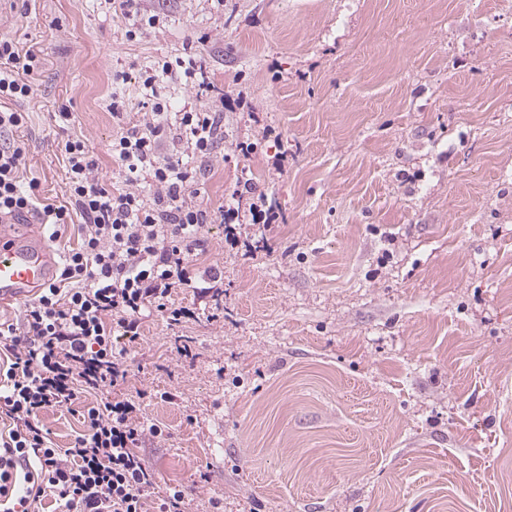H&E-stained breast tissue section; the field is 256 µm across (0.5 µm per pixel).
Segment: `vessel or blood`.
I'll return each instance as SVG.
<instances>
[{
	"mask_svg": "<svg viewBox=\"0 0 512 512\" xmlns=\"http://www.w3.org/2000/svg\"><path fill=\"white\" fill-rule=\"evenodd\" d=\"M59 265L34 219L0 222V308L36 294L51 283Z\"/></svg>",
	"mask_w": 512,
	"mask_h": 512,
	"instance_id": "b4317fda",
	"label": "vessel or blood"
}]
</instances>
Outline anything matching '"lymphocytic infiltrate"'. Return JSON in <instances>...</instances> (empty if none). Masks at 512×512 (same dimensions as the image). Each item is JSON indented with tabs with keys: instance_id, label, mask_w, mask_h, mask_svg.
<instances>
[{
	"instance_id": "lymphocytic-infiltrate-1",
	"label": "lymphocytic infiltrate",
	"mask_w": 512,
	"mask_h": 512,
	"mask_svg": "<svg viewBox=\"0 0 512 512\" xmlns=\"http://www.w3.org/2000/svg\"><path fill=\"white\" fill-rule=\"evenodd\" d=\"M41 66L34 50L0 38V100L11 103L0 110L1 219L36 210L37 182L25 190L19 185L26 144L15 133L26 123L21 105ZM194 74V66L169 63L145 72L151 118L112 142L121 187L99 177V160L85 141L62 145L70 203L40 212L55 226L80 214L81 243L64 256L56 280L24 304L21 325L0 323V505L14 501L16 512H31L47 493L64 512H147L156 473L138 446L162 430L144 416L139 400L121 391L127 349L114 333L137 338L155 312L178 324L191 311L170 304L174 290L204 296L223 283L221 273L199 272L193 263L211 216L197 202L201 172L184 164L182 154L207 155L224 116L206 109L170 113L157 93L160 81ZM145 182L153 194L144 193ZM242 199L234 192L220 214L233 247L247 231L243 214L266 227L277 219L267 197L247 207ZM78 401L84 430L70 447H55L38 415Z\"/></svg>"
}]
</instances>
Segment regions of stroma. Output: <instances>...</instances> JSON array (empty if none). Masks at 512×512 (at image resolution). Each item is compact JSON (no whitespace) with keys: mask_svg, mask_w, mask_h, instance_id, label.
Masks as SVG:
<instances>
[{"mask_svg":"<svg viewBox=\"0 0 512 512\" xmlns=\"http://www.w3.org/2000/svg\"><path fill=\"white\" fill-rule=\"evenodd\" d=\"M140 7L160 23L131 40L107 0H5L0 37L42 61L18 132L42 205L69 202L70 135L118 183L112 141L145 118L148 67L192 54L201 75L159 95L224 107L211 154L183 156L212 215L194 260L224 284L175 290L193 318L153 314L129 345L124 390L164 431L140 449L153 501L177 486L191 512H512V0ZM245 180L279 214L251 255L219 221ZM40 422L59 448L83 429L72 406Z\"/></svg>","mask_w":512,"mask_h":512,"instance_id":"1","label":"stroma"}]
</instances>
